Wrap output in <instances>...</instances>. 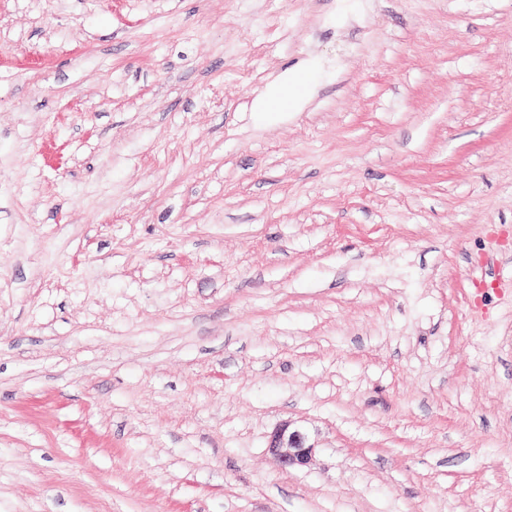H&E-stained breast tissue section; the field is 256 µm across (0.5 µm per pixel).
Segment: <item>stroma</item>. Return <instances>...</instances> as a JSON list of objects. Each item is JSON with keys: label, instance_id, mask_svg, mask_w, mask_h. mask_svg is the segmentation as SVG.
<instances>
[{"label": "stroma", "instance_id": "obj_1", "mask_svg": "<svg viewBox=\"0 0 512 512\" xmlns=\"http://www.w3.org/2000/svg\"><path fill=\"white\" fill-rule=\"evenodd\" d=\"M0 512H512V0H0ZM308 81L309 78L305 75L294 80L292 86L288 88V95L279 87L271 88L266 97L255 103L254 111L286 112L295 109L304 95ZM290 427L289 421L279 424L268 436L266 447L277 467L285 471L309 465L315 453L306 433Z\"/></svg>", "mask_w": 512, "mask_h": 512}]
</instances>
